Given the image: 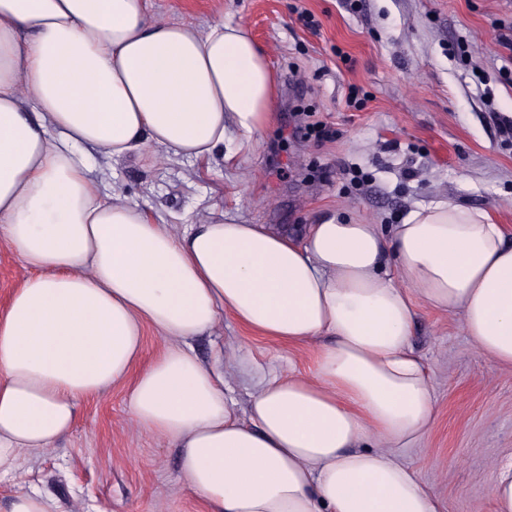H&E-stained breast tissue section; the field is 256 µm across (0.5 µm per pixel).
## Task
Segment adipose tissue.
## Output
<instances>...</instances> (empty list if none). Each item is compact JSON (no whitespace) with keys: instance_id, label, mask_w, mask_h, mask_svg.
Instances as JSON below:
<instances>
[{"instance_id":"obj_1","label":"adipose tissue","mask_w":512,"mask_h":512,"mask_svg":"<svg viewBox=\"0 0 512 512\" xmlns=\"http://www.w3.org/2000/svg\"><path fill=\"white\" fill-rule=\"evenodd\" d=\"M276 77L248 28L153 19L148 0H0V236L30 269L0 313V478L68 435L83 398L123 381L145 328L165 341L129 393L134 423L177 445L210 512H442L405 464L434 424L412 348L420 307L460 315L512 367V239L437 202L381 228L327 214L293 239L209 211L183 229L87 175L158 149L249 152ZM289 345L309 373L261 378L246 415L194 339L223 314Z\"/></svg>"}]
</instances>
